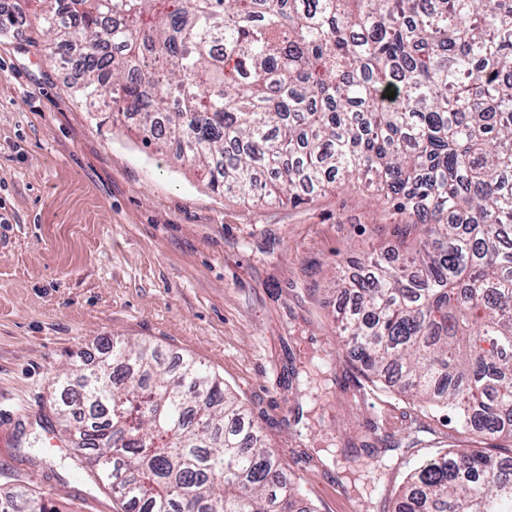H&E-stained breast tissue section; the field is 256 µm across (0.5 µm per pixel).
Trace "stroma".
<instances>
[{
	"label": "stroma",
	"instance_id": "obj_1",
	"mask_svg": "<svg viewBox=\"0 0 512 512\" xmlns=\"http://www.w3.org/2000/svg\"><path fill=\"white\" fill-rule=\"evenodd\" d=\"M30 27L0 34V486L57 512L112 499L74 467L53 383L101 338L193 357L245 399L303 499L391 512L407 472L470 439L452 415L360 389L336 330L341 274L400 253L397 220L345 185L299 204L213 193L173 155L98 125Z\"/></svg>",
	"mask_w": 512,
	"mask_h": 512
}]
</instances>
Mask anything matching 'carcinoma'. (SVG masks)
<instances>
[{
  "mask_svg": "<svg viewBox=\"0 0 512 512\" xmlns=\"http://www.w3.org/2000/svg\"><path fill=\"white\" fill-rule=\"evenodd\" d=\"M39 2L48 59L80 57L79 102L133 115L212 191L300 203L343 181L405 216L410 265L344 279L339 335L366 382L452 412L473 447L409 472L395 512H512V456L487 447L512 442V0ZM76 378L61 431L123 512H317L196 360L114 340ZM0 512L50 509L18 484Z\"/></svg>",
  "mask_w": 512,
  "mask_h": 512,
  "instance_id": "carcinoma-1",
  "label": "carcinoma"
}]
</instances>
